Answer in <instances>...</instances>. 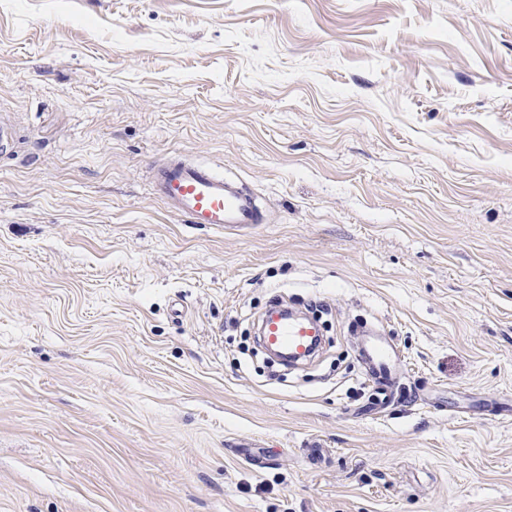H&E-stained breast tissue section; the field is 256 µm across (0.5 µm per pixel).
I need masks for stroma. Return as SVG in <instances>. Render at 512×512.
I'll return each mask as SVG.
<instances>
[{
  "mask_svg": "<svg viewBox=\"0 0 512 512\" xmlns=\"http://www.w3.org/2000/svg\"><path fill=\"white\" fill-rule=\"evenodd\" d=\"M0 127V512H512V0H0ZM174 154L265 223H183ZM308 319L311 322L297 315L286 317L280 310L271 308L263 317V338L272 349H285L292 353L293 358L301 357L309 351L315 337L319 335L315 326L322 332L316 318ZM267 345L261 340L262 353L272 362L287 365L280 359L274 358ZM355 346L356 357L364 374L375 384V396L384 401L388 390L404 373L397 346L378 333L377 326H365Z\"/></svg>",
  "mask_w": 512,
  "mask_h": 512,
  "instance_id": "1",
  "label": "stroma"
}]
</instances>
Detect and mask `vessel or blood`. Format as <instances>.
I'll use <instances>...</instances> for the list:
<instances>
[{
    "label": "vessel or blood",
    "instance_id": "b4317fda",
    "mask_svg": "<svg viewBox=\"0 0 512 512\" xmlns=\"http://www.w3.org/2000/svg\"><path fill=\"white\" fill-rule=\"evenodd\" d=\"M150 191L153 198L190 224L249 228L266 221L253 193L242 182L179 155L153 165ZM317 334L312 322L296 315L284 316L275 308L263 318L267 345L288 350L296 358L309 351ZM355 351L364 374L375 385L376 397L385 400L403 373L397 346L371 325L362 328Z\"/></svg>",
    "mask_w": 512,
    "mask_h": 512
}]
</instances>
